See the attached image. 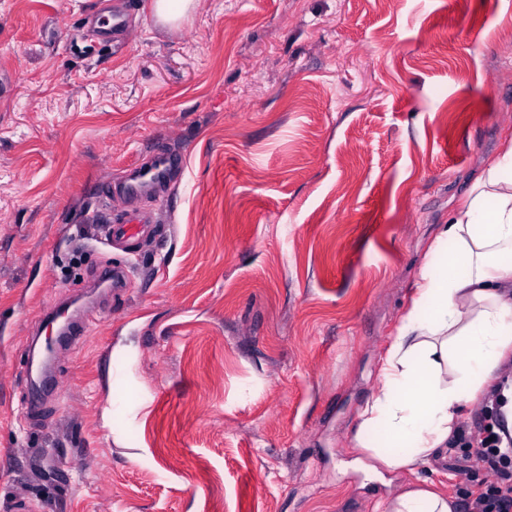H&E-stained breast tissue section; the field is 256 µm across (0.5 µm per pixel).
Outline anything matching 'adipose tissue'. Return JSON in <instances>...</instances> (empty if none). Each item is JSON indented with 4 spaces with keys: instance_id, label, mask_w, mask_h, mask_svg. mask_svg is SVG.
Listing matches in <instances>:
<instances>
[{
    "instance_id": "adipose-tissue-1",
    "label": "adipose tissue",
    "mask_w": 512,
    "mask_h": 512,
    "mask_svg": "<svg viewBox=\"0 0 512 512\" xmlns=\"http://www.w3.org/2000/svg\"><path fill=\"white\" fill-rule=\"evenodd\" d=\"M512 363V136L448 215L413 283L353 444L403 475L378 512H455L420 475Z\"/></svg>"
}]
</instances>
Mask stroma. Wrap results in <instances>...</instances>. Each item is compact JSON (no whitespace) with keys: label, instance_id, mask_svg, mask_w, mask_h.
I'll use <instances>...</instances> for the list:
<instances>
[{"label":"stroma","instance_id":"obj_1","mask_svg":"<svg viewBox=\"0 0 512 512\" xmlns=\"http://www.w3.org/2000/svg\"><path fill=\"white\" fill-rule=\"evenodd\" d=\"M0 0V512H375L352 467L434 236L512 136V0ZM161 194L101 201L156 152ZM150 213L136 247L95 216ZM127 286L26 401L42 311ZM422 476L465 505L493 476ZM193 0H152L151 10L163 21L177 22L193 7ZM99 22L98 32L103 39L116 40L125 33L127 19L124 13H113L111 16L100 18Z\"/></svg>","mask_w":512,"mask_h":512}]
</instances>
